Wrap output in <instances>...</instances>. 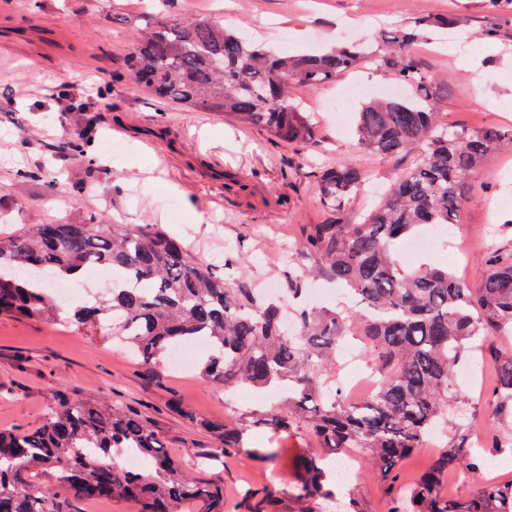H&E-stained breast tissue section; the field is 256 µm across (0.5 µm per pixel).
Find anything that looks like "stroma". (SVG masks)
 I'll use <instances>...</instances> for the list:
<instances>
[{
  "mask_svg": "<svg viewBox=\"0 0 512 512\" xmlns=\"http://www.w3.org/2000/svg\"><path fill=\"white\" fill-rule=\"evenodd\" d=\"M221 7L227 28L288 55L351 42L378 52L385 48L384 31L410 18H451L450 30L430 29L412 47L438 80L441 121L466 130L512 127V112L496 108L512 101V0H221ZM154 8L153 0H0V205L9 211L0 235L102 214L175 234L198 260L219 267L225 245H232L246 257L254 285L285 284L303 267L297 247L304 230L323 216L308 176L311 162L329 157L368 171L365 194L345 212L349 224L413 163L411 153L383 160L355 146L362 105L390 93L392 85L382 71L364 64L317 89L293 86L292 100L314 117L318 138L313 150L298 151L274 143L260 128L242 127L216 112L159 103L135 89L121 66L129 30L117 18ZM475 70L482 75L477 87L471 81ZM88 79L100 90L88 112L51 106L52 94ZM349 86L357 87L358 95L329 111L330 95ZM81 130L87 133L85 156L63 162L48 154V145ZM133 166L144 168L148 184L128 182ZM51 172L60 175L61 189L36 181V174ZM507 182H512V151L486 156L456 224L454 255H403L400 263L412 270L445 267L479 287L487 252L512 251V227L503 225L512 210L500 204ZM60 391L138 410L173 458L228 496L245 485L267 493L286 486L299 458L319 452L304 424L277 435L265 425L269 410L280 403L277 395L213 386L192 369L170 371L162 384H149L109 331L1 315L0 429L41 426ZM458 403L484 434L501 432L500 447L485 454L498 462L500 481L512 480V427L494 420L485 396L466 389ZM188 410L246 424L248 452L227 465H197L214 438L185 418ZM260 448L276 454L259 457ZM359 460L351 492L368 512H388L384 486L367 454Z\"/></svg>",
  "mask_w": 512,
  "mask_h": 512,
  "instance_id": "stroma-1",
  "label": "stroma"
}]
</instances>
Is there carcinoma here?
Returning a JSON list of instances; mask_svg holds the SVG:
<instances>
[{
  "label": "carcinoma",
  "mask_w": 512,
  "mask_h": 512,
  "mask_svg": "<svg viewBox=\"0 0 512 512\" xmlns=\"http://www.w3.org/2000/svg\"><path fill=\"white\" fill-rule=\"evenodd\" d=\"M142 21L129 20L131 46L123 58L135 88L179 106L222 112L288 146L305 149L315 138L316 126L291 102L295 84L317 88L373 63L390 81L415 90L412 99L370 101L359 112V150L382 159L418 152L363 222L346 224L343 213L365 189L364 169L336 161L313 174L325 219L306 230L299 252L313 260L309 272L347 286L358 307L302 308L289 332L282 307L252 287L236 251L224 252L221 271L195 260L163 230L112 224L101 215L36 224L0 238V313L54 320V299L43 282H76L108 269L107 291L91 305L73 307L66 323L83 328L108 322L151 383L170 371L175 351L202 343L206 353L195 368L205 382L287 388V403L268 415L267 424L288 431L303 422L324 450L302 457L283 491L304 505L303 512H367L341 493L327 463L351 448L368 454L393 503L389 512H512V481L485 482L455 497L442 493L448 474L478 475L485 468L486 458L474 455L463 437L442 445L405 496L395 485L405 458L428 447L451 401L461 396L455 371L470 341L488 331L512 335V252L490 253L477 291L446 268L409 271L395 257L396 246L419 226L457 223L481 161L512 147L509 127L468 132L439 120L434 78L410 46L451 20L415 17L386 36L380 55L351 45L292 56L253 44L218 16ZM124 277L142 286L120 284ZM349 336L358 337L363 360L381 378L377 392L359 404L334 385L333 369ZM489 399L497 416L512 418L511 353L498 359ZM183 415L217 440L201 462H220L243 446L245 428L186 410ZM129 450L147 466L131 472L120 465ZM44 472L54 476L53 485H38ZM114 499L132 512H183L186 505L198 512H275L268 495L246 492L238 502H224V492L190 476L131 408L60 396L40 427L0 430V512H69L74 502Z\"/></svg>",
  "instance_id": "cac0c4a2"
}]
</instances>
